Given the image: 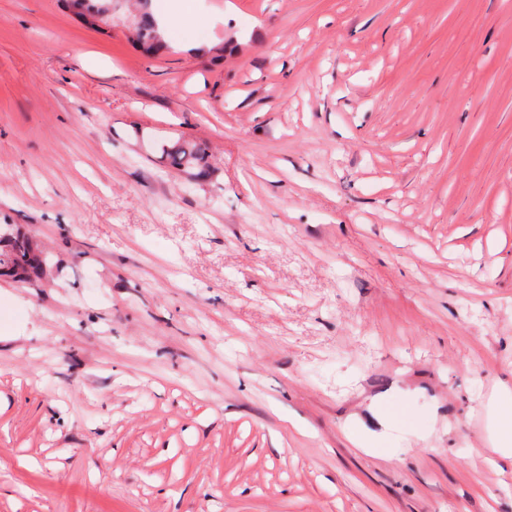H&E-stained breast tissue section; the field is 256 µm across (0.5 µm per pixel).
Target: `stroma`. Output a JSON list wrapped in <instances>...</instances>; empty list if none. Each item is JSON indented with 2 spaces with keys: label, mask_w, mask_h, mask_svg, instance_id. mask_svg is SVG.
<instances>
[{
  "label": "stroma",
  "mask_w": 512,
  "mask_h": 512,
  "mask_svg": "<svg viewBox=\"0 0 512 512\" xmlns=\"http://www.w3.org/2000/svg\"><path fill=\"white\" fill-rule=\"evenodd\" d=\"M138 8L0 0V512H512V0ZM72 8L91 26H98L95 23L96 17L105 16L109 13V7L100 3L99 0H71ZM137 42L143 44L152 52L160 51L163 48L161 36L153 20L147 15L140 16V21L137 24L135 31ZM165 163L173 169L188 172L191 169H198L195 174H190L195 180L206 176L204 165V148L196 143L181 141L171 147L163 149ZM0 238V276L35 285L47 269L44 251L24 233ZM489 412L496 421L497 451L503 456L512 457V396L500 393L487 404Z\"/></svg>",
  "instance_id": "1"
}]
</instances>
